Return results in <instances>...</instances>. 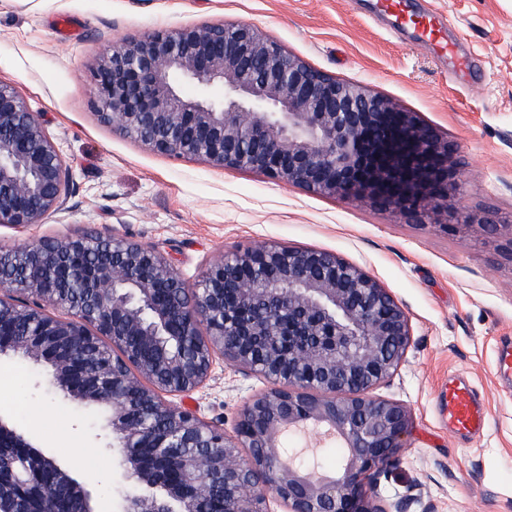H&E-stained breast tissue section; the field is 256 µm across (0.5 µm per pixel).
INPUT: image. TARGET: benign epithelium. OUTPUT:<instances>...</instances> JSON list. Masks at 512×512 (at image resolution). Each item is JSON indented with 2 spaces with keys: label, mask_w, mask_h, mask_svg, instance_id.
I'll return each mask as SVG.
<instances>
[{
  "label": "benign epithelium",
  "mask_w": 512,
  "mask_h": 512,
  "mask_svg": "<svg viewBox=\"0 0 512 512\" xmlns=\"http://www.w3.org/2000/svg\"><path fill=\"white\" fill-rule=\"evenodd\" d=\"M194 82L193 96L177 79ZM224 89L213 98L211 89ZM93 95L101 121L174 159L252 169L309 191L403 213L448 208L461 186L453 147L414 112L338 79L248 24L154 31L98 59ZM70 172L40 115L0 81V224H39L64 210ZM468 224L502 238L512 225ZM0 259V355L51 361L52 385L112 411L118 447L140 441L193 488L165 486L157 469L122 455L130 479L170 499L126 495L124 512H198L224 477V512H411L420 495L370 503L410 426L407 407L371 395L410 343L406 309L381 282L341 256L264 243L212 263L196 285L156 247L115 234H74L14 248ZM65 308L70 317L49 312ZM206 332H201V328ZM272 387L240 410L233 434L170 395L199 388L216 356ZM141 400L162 417L155 435L133 424ZM313 443L331 431L340 465L321 471L283 448L292 431ZM0 448L23 469L12 498L45 493L34 467L93 512L91 494L0 418Z\"/></svg>",
  "instance_id": "benign-epithelium-1"
}]
</instances>
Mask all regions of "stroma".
<instances>
[{
	"label": "stroma",
	"instance_id": "1",
	"mask_svg": "<svg viewBox=\"0 0 512 512\" xmlns=\"http://www.w3.org/2000/svg\"><path fill=\"white\" fill-rule=\"evenodd\" d=\"M443 20L449 40L481 62L459 78L433 45L396 31L376 0H0V81L40 113L71 170L67 212L26 228L0 225V249L77 232L158 247L189 283L224 254L261 243L343 256L389 289L409 314L406 357L377 396L405 404L409 432L381 480L395 500L422 486L429 512H512V386L494 373L512 342V255L468 225L491 214L512 225V0H409ZM245 23L312 67L356 81L419 113L453 144L463 184L447 212L417 220L316 194L248 169L155 153L101 123L93 70L108 45L159 29ZM456 225L453 233L443 232ZM467 380L488 426L467 439L441 421L439 391ZM269 387L216 360L197 390L171 397L232 431ZM66 420H59L60 408ZM109 409L64 398L41 364L0 358V419L27 433L92 494L94 512H123L127 480ZM86 449L82 462L70 440Z\"/></svg>",
	"mask_w": 512,
	"mask_h": 512
}]
</instances>
